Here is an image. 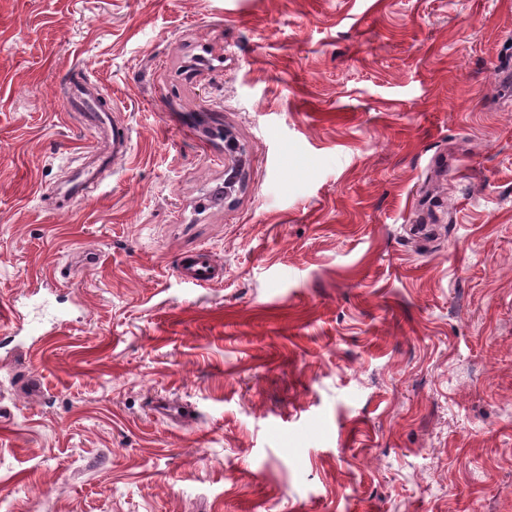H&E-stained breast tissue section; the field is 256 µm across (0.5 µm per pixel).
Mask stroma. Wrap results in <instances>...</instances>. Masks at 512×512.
<instances>
[{"label":"stroma","instance_id":"obj_1","mask_svg":"<svg viewBox=\"0 0 512 512\" xmlns=\"http://www.w3.org/2000/svg\"><path fill=\"white\" fill-rule=\"evenodd\" d=\"M511 60L512 0H0V512H512ZM177 272L182 279L198 286L208 285L224 278V269L204 249L185 256Z\"/></svg>","mask_w":512,"mask_h":512}]
</instances>
